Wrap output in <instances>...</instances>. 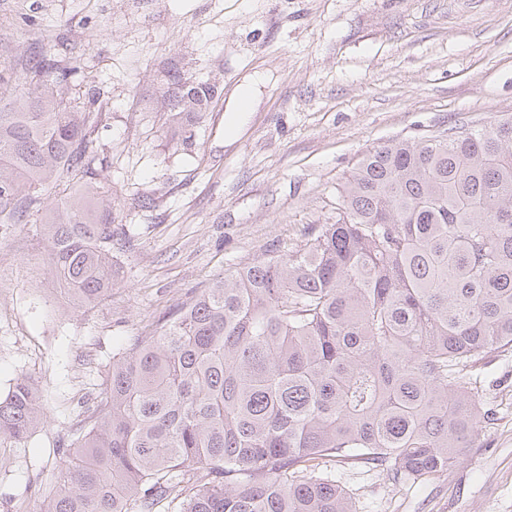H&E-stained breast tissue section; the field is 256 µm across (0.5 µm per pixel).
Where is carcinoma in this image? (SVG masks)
Instances as JSON below:
<instances>
[{
    "label": "carcinoma",
    "instance_id": "1",
    "mask_svg": "<svg viewBox=\"0 0 512 512\" xmlns=\"http://www.w3.org/2000/svg\"><path fill=\"white\" fill-rule=\"evenodd\" d=\"M0 98V223L37 213L46 265L78 307L112 294V195L91 173L75 70L17 60ZM172 109L201 119L215 86ZM512 348V119L392 140L336 188V215L178 304L112 356L87 426L39 512H354L324 472L356 460L393 481L451 467L487 412L463 375ZM47 415L22 378L0 397V445Z\"/></svg>",
    "mask_w": 512,
    "mask_h": 512
}]
</instances>
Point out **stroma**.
Returning a JSON list of instances; mask_svg holds the SVG:
<instances>
[{"mask_svg":"<svg viewBox=\"0 0 512 512\" xmlns=\"http://www.w3.org/2000/svg\"><path fill=\"white\" fill-rule=\"evenodd\" d=\"M21 54L76 67L100 108L120 277L67 308L35 217L0 224V394L28 378L49 415L0 446V512H38L113 354L215 277L299 245L365 152L512 118V0H0V69ZM177 71L216 86L200 122L167 109ZM255 75L228 136V93ZM466 374L489 416L448 472L396 484L328 462L355 512H512V350Z\"/></svg>","mask_w":512,"mask_h":512,"instance_id":"obj_1","label":"stroma"}]
</instances>
